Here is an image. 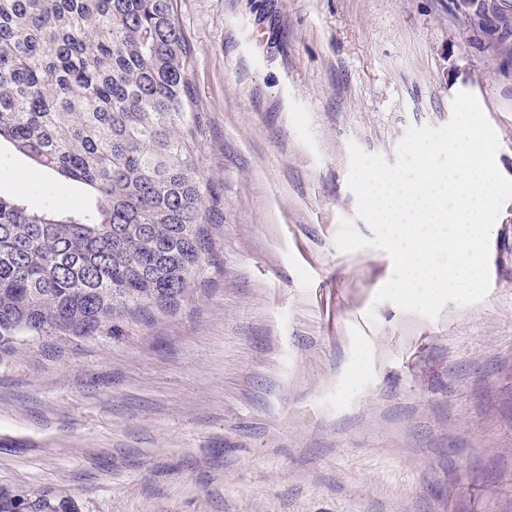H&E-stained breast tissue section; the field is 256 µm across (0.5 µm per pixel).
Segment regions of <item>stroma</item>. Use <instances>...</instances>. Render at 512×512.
Wrapping results in <instances>:
<instances>
[{
  "label": "stroma",
  "mask_w": 512,
  "mask_h": 512,
  "mask_svg": "<svg viewBox=\"0 0 512 512\" xmlns=\"http://www.w3.org/2000/svg\"><path fill=\"white\" fill-rule=\"evenodd\" d=\"M201 172V279L120 335L0 352V503L32 512H512V201L491 287L434 319L375 303L349 143L396 161L408 127L476 95L512 179V0H177ZM24 204L57 176L9 143Z\"/></svg>",
  "instance_id": "1"
}]
</instances>
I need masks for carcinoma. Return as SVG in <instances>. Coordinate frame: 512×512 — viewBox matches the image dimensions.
I'll return each mask as SVG.
<instances>
[{
    "instance_id": "1",
    "label": "carcinoma",
    "mask_w": 512,
    "mask_h": 512,
    "mask_svg": "<svg viewBox=\"0 0 512 512\" xmlns=\"http://www.w3.org/2000/svg\"><path fill=\"white\" fill-rule=\"evenodd\" d=\"M176 0H0V141L96 193L0 195V348L176 311L212 241Z\"/></svg>"
}]
</instances>
